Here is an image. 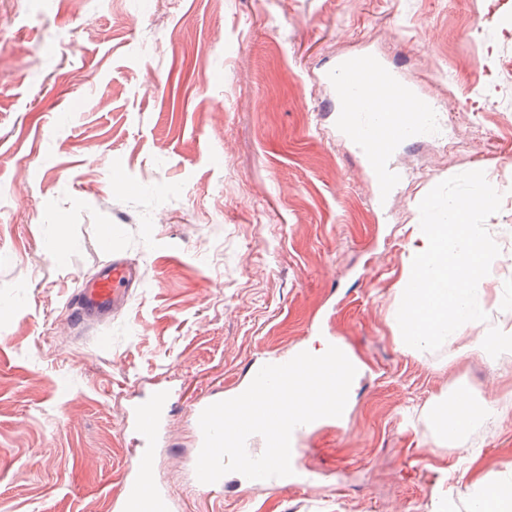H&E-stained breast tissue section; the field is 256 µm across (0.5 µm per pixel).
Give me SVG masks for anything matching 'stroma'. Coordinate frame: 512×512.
Here are the masks:
<instances>
[{"label": "stroma", "instance_id": "1", "mask_svg": "<svg viewBox=\"0 0 512 512\" xmlns=\"http://www.w3.org/2000/svg\"><path fill=\"white\" fill-rule=\"evenodd\" d=\"M360 52L440 117L394 150L382 200L333 110ZM507 56L512 0H0V512H113L139 453L126 418L162 388L173 512H432L447 488L468 512L470 483L512 471V414L443 443L422 409L459 388L512 405V348L404 352L391 313L421 200L471 170L502 195L484 300L512 299ZM114 257L139 270L125 307L71 326ZM336 336L363 370L293 462L306 485L193 487L196 407Z\"/></svg>", "mask_w": 512, "mask_h": 512}]
</instances>
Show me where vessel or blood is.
I'll list each match as a JSON object with an SVG mask.
<instances>
[{
  "label": "vessel or blood",
  "mask_w": 512,
  "mask_h": 512,
  "mask_svg": "<svg viewBox=\"0 0 512 512\" xmlns=\"http://www.w3.org/2000/svg\"><path fill=\"white\" fill-rule=\"evenodd\" d=\"M336 93L340 104L338 125L358 144L382 191H389L393 175L388 165L392 149L415 143L433 126L435 110L416 91L411 81L369 54H354L336 63ZM389 102L382 110L381 102ZM135 270L125 259L115 258L97 272L91 286L71 297L72 325L85 327L118 313L126 304ZM166 410L163 395L140 403L134 422L141 451L136 477L115 512H172L170 497L150 481L153 443Z\"/></svg>",
  "instance_id": "vessel-or-blood-1"
}]
</instances>
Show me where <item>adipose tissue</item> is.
Wrapping results in <instances>:
<instances>
[{
	"instance_id": "obj_1",
	"label": "adipose tissue",
	"mask_w": 512,
	"mask_h": 512,
	"mask_svg": "<svg viewBox=\"0 0 512 512\" xmlns=\"http://www.w3.org/2000/svg\"><path fill=\"white\" fill-rule=\"evenodd\" d=\"M506 411L497 401L472 397L438 398L427 407L425 422L438 440L448 441L462 435L474 422L495 421ZM468 512H512V473L487 483H473Z\"/></svg>"
}]
</instances>
